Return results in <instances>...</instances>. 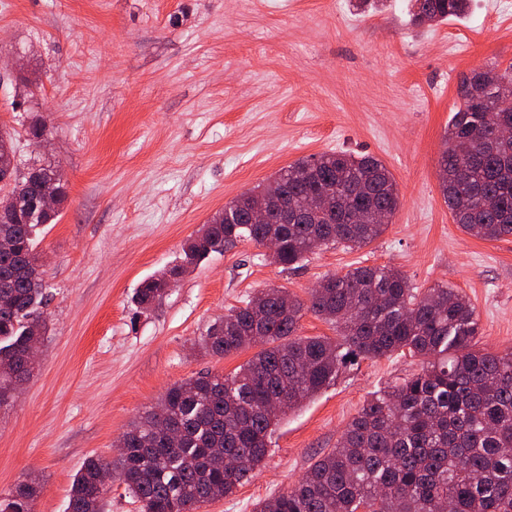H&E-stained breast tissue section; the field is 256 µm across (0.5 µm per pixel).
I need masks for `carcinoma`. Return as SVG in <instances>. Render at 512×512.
<instances>
[{"label":"carcinoma","mask_w":512,"mask_h":512,"mask_svg":"<svg viewBox=\"0 0 512 512\" xmlns=\"http://www.w3.org/2000/svg\"><path fill=\"white\" fill-rule=\"evenodd\" d=\"M469 9L470 0H414L410 24L463 18ZM504 84L512 85V64L463 78L440 160L454 223L489 241L512 236V136H496L490 117ZM460 140L471 142L470 153L452 150ZM53 172L50 165L30 168L17 197L27 222L0 226V409L30 377L26 349L46 330L36 232L58 214L40 213L35 200ZM273 181L306 209L295 223H246L251 210L269 204L265 186L236 197L186 240L179 264L140 284L136 304L150 309L170 278L242 239L276 237L273 261L285 269L330 244L360 248L385 231L400 206L391 173L367 155L306 157ZM306 309L335 325L339 338L296 336ZM258 335L264 347L234 373L172 384L124 434L119 479L142 512H197L232 493L265 459L280 420L334 382L341 365L404 351L425 358L421 371L367 400L338 446L257 512H512V351L475 347L479 319L458 289L420 293L398 269L361 266L325 278L306 303L283 287L258 291L200 347L226 356L251 347ZM217 452L237 466L213 467ZM106 469L101 459L84 463L67 512H105L97 481ZM37 493L18 482L0 499V512H32Z\"/></svg>","instance_id":"carcinoma-1"}]
</instances>
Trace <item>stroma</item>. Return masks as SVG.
Instances as JSON below:
<instances>
[{"label":"stroma","mask_w":512,"mask_h":512,"mask_svg":"<svg viewBox=\"0 0 512 512\" xmlns=\"http://www.w3.org/2000/svg\"><path fill=\"white\" fill-rule=\"evenodd\" d=\"M409 10L410 0L363 13L354 0H0V129L20 166H59L68 194L38 239L47 332L0 409V497L32 477L33 512H66L84 463L116 460L168 386L252 357L193 345L267 286L305 301L328 276L389 265L418 290L457 288L478 315L479 348L512 351V236L454 224L438 169L460 78L512 63V0H472L465 18L420 29ZM30 90L29 113L18 103ZM36 116L48 128L39 148L27 135ZM336 151L391 172L401 203L380 237L321 248L296 269L241 240L151 309L137 306L141 281L176 264L226 203ZM422 366L397 353L343 365L280 421L251 479L199 512H256L335 448L373 393Z\"/></svg>","instance_id":"1"}]
</instances>
